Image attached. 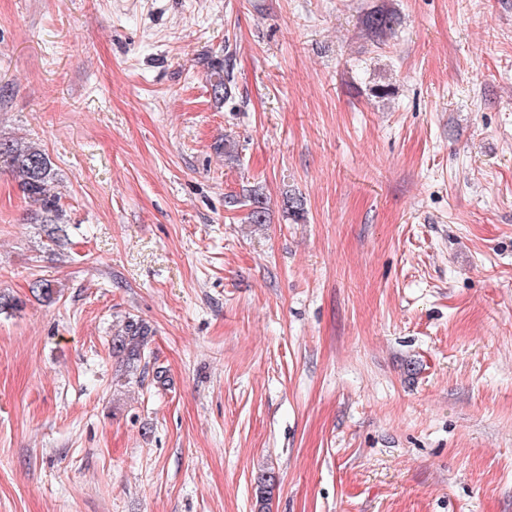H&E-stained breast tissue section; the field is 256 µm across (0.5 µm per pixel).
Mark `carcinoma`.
<instances>
[{
    "mask_svg": "<svg viewBox=\"0 0 512 512\" xmlns=\"http://www.w3.org/2000/svg\"><path fill=\"white\" fill-rule=\"evenodd\" d=\"M397 24L394 14L387 11H373L365 20L366 29L379 36L393 29ZM210 86L214 98L222 101L230 93L229 70L217 65L210 69ZM17 173L19 189L29 200L31 212L43 224L48 240L57 245L65 237L63 223L65 210L60 196L51 192V184L57 181V174L46 153L35 143L18 139L0 138V167ZM248 219L252 224L266 222V200L255 192L249 196ZM151 335L150 327L132 317L124 321L123 327L112 335V357L125 366L126 371L136 373L144 358V349ZM277 487V480L269 472L258 478L256 499L258 512H270V503Z\"/></svg>",
    "mask_w": 512,
    "mask_h": 512,
    "instance_id": "cac0c4a2",
    "label": "carcinoma"
}]
</instances>
